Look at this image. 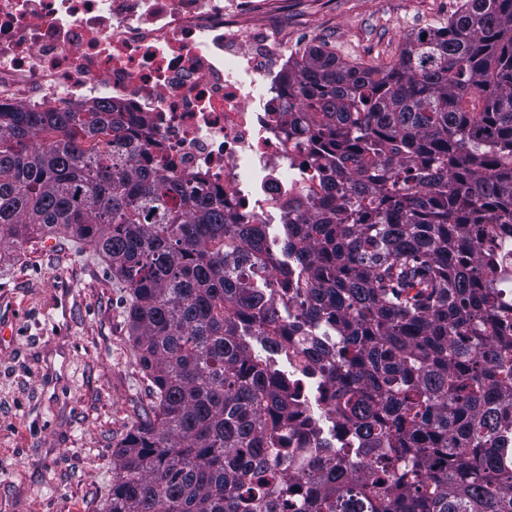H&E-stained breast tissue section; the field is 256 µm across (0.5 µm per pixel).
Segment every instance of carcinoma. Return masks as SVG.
I'll use <instances>...</instances> for the list:
<instances>
[{
    "label": "carcinoma",
    "instance_id": "carcinoma-1",
    "mask_svg": "<svg viewBox=\"0 0 512 512\" xmlns=\"http://www.w3.org/2000/svg\"><path fill=\"white\" fill-rule=\"evenodd\" d=\"M288 86L315 164L346 181L344 206L282 225L279 288L261 225L133 169L113 104L0 110V263L67 234L129 292L153 415L118 447L104 512H512V0H461L383 69L308 48ZM303 353L353 431L300 411L305 473L285 452Z\"/></svg>",
    "mask_w": 512,
    "mask_h": 512
}]
</instances>
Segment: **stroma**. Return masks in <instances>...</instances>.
<instances>
[{"label": "stroma", "mask_w": 512, "mask_h": 512, "mask_svg": "<svg viewBox=\"0 0 512 512\" xmlns=\"http://www.w3.org/2000/svg\"><path fill=\"white\" fill-rule=\"evenodd\" d=\"M460 0H269L266 17L342 61L386 67ZM128 292L72 238L23 242L0 265V512H102L117 445L153 397L128 336Z\"/></svg>", "instance_id": "35a3bbf8"}]
</instances>
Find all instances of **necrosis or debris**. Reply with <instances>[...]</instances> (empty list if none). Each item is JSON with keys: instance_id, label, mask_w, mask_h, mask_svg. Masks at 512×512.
<instances>
[{"instance_id": "obj_1", "label": "necrosis or debris", "mask_w": 512, "mask_h": 512, "mask_svg": "<svg viewBox=\"0 0 512 512\" xmlns=\"http://www.w3.org/2000/svg\"><path fill=\"white\" fill-rule=\"evenodd\" d=\"M287 63L224 0H0V108L114 103L137 169L203 185L269 228L336 205L309 132L285 124Z\"/></svg>"}]
</instances>
